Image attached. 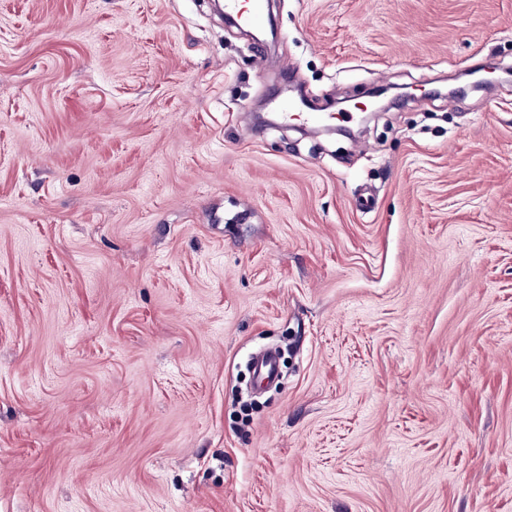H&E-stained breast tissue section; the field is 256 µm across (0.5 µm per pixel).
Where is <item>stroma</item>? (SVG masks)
<instances>
[{"label": "stroma", "instance_id": "stroma-1", "mask_svg": "<svg viewBox=\"0 0 512 512\" xmlns=\"http://www.w3.org/2000/svg\"><path fill=\"white\" fill-rule=\"evenodd\" d=\"M268 12L0 0V512H512V0ZM255 372L261 385L275 382L279 375V366L275 355L265 353L258 356L255 362Z\"/></svg>", "mask_w": 512, "mask_h": 512}]
</instances>
